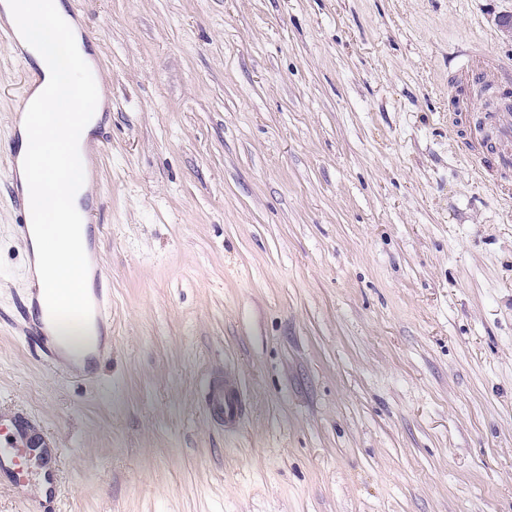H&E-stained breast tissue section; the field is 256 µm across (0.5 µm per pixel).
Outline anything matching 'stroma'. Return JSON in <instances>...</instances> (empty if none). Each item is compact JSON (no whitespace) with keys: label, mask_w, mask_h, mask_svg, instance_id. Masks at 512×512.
Instances as JSON below:
<instances>
[{"label":"stroma","mask_w":512,"mask_h":512,"mask_svg":"<svg viewBox=\"0 0 512 512\" xmlns=\"http://www.w3.org/2000/svg\"><path fill=\"white\" fill-rule=\"evenodd\" d=\"M63 2L110 99L89 377L25 333L0 47V448L17 415L59 448L50 512H512V200L448 138L512 0ZM503 64L484 49H475L463 54L462 62L456 67L453 80L480 87L506 90L509 82L503 77ZM210 393L215 408L222 414L226 429H237L245 413V404L240 396L236 380L226 375L224 385L210 382Z\"/></svg>","instance_id":"stroma-1"}]
</instances>
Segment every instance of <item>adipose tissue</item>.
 <instances>
[{
	"label": "adipose tissue",
	"instance_id": "1",
	"mask_svg": "<svg viewBox=\"0 0 512 512\" xmlns=\"http://www.w3.org/2000/svg\"><path fill=\"white\" fill-rule=\"evenodd\" d=\"M40 0H0V20L14 24L24 17L25 25L17 33L21 51L29 53L35 66L43 70L47 80L56 85V95L44 99L41 92L33 98L40 108L41 137L30 142L28 116L18 118V176L26 178L28 157L41 154L55 158L56 165L45 182L35 191L40 222L30 239L32 260L30 277L43 288H89V258L80 240L85 232L84 195L91 193L93 179L83 144L91 139L105 110V87L97 85L93 103L95 113L81 130H74L71 116L86 103L75 95V87L84 85L97 71L91 53L84 50L79 28L70 13L57 0V26L47 25L40 17ZM61 318L53 324L56 338L83 366L82 355L90 328L76 304L62 302Z\"/></svg>",
	"mask_w": 512,
	"mask_h": 512
}]
</instances>
